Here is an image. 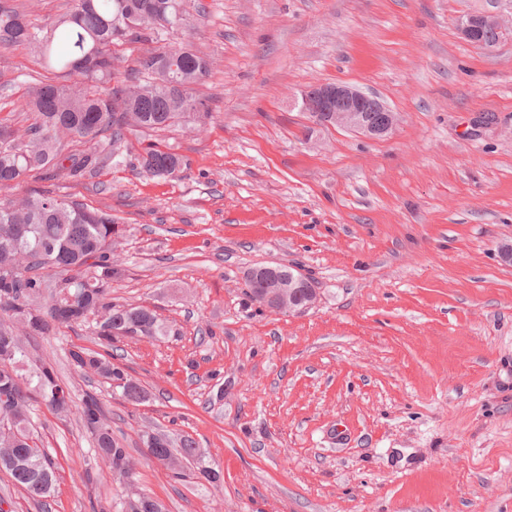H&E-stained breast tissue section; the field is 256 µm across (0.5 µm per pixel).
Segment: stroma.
I'll use <instances>...</instances> for the list:
<instances>
[{
	"instance_id": "obj_1",
	"label": "stroma",
	"mask_w": 512,
	"mask_h": 512,
	"mask_svg": "<svg viewBox=\"0 0 512 512\" xmlns=\"http://www.w3.org/2000/svg\"><path fill=\"white\" fill-rule=\"evenodd\" d=\"M193 28L166 33L212 61L205 132L145 133L186 157L143 176L140 145L77 188L127 227L112 282L172 336L119 345L150 399L96 387L115 436L188 433L223 483L139 463L169 512H512V0H187ZM505 24L490 51L463 16ZM37 67L0 49V117L16 132ZM347 82L398 122L370 139L312 123L294 98ZM283 263L313 278L300 314L248 304L245 273ZM60 329L30 351L76 390ZM56 453L49 512L111 506L119 489L77 415L37 407ZM97 479L85 484L86 467Z\"/></svg>"
}]
</instances>
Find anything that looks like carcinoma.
<instances>
[{
  "label": "carcinoma",
  "mask_w": 512,
  "mask_h": 512,
  "mask_svg": "<svg viewBox=\"0 0 512 512\" xmlns=\"http://www.w3.org/2000/svg\"><path fill=\"white\" fill-rule=\"evenodd\" d=\"M186 0H74L56 21L27 19L17 0H0V48L25 46L35 63L54 77L27 87L31 115L23 140L0 121V319L21 326L29 340L54 329L86 328L97 348L68 350L76 371L91 374L133 405L149 392L114 363L115 343L168 336L171 328L144 305L112 302L114 247L124 229L112 212L76 195L59 196L28 184L64 180L75 188L101 169L119 163L131 136L182 124L203 129L210 110L196 86L210 60L184 42L148 47L165 30L190 26ZM140 44L135 56L121 51ZM83 149L64 151L62 141ZM139 166L153 177L177 176L182 156L150 143ZM288 265H257L246 275L248 300L275 312H302L317 299L315 282L303 277L287 287ZM61 417L79 414L93 444L121 487L116 512H167V506L134 487L135 463L114 435L99 394H78L59 379L54 366L30 353L11 327L0 324V473L23 488L40 509L58 481L56 458L41 447L32 428L34 405ZM147 461L161 464L173 479L221 483L204 449L188 433L143 430Z\"/></svg>",
  "instance_id": "1"
}]
</instances>
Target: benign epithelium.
<instances>
[{
	"instance_id": "1",
	"label": "benign epithelium",
	"mask_w": 512,
	"mask_h": 512,
	"mask_svg": "<svg viewBox=\"0 0 512 512\" xmlns=\"http://www.w3.org/2000/svg\"><path fill=\"white\" fill-rule=\"evenodd\" d=\"M485 29L501 33L504 25L499 17L482 13L470 14L458 21L460 34L477 46L480 42L476 36ZM301 110L313 120L320 112H333L337 127L373 138L387 136L397 122L394 111L377 95L343 82L314 87L304 92ZM374 112L386 113V122L379 125L374 123Z\"/></svg>"
}]
</instances>
